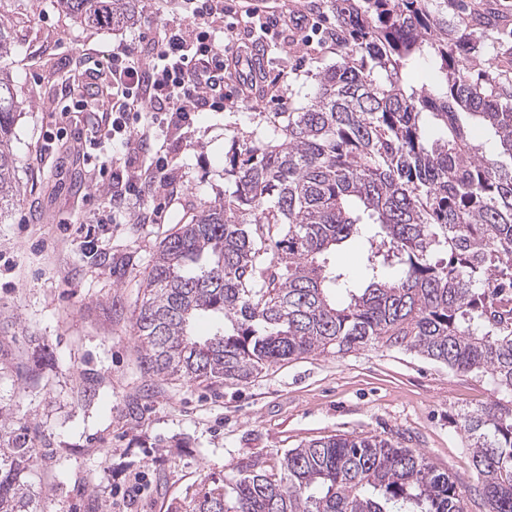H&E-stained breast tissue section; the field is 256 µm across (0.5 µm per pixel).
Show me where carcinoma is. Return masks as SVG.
Listing matches in <instances>:
<instances>
[{
  "instance_id": "obj_1",
  "label": "carcinoma",
  "mask_w": 512,
  "mask_h": 512,
  "mask_svg": "<svg viewBox=\"0 0 512 512\" xmlns=\"http://www.w3.org/2000/svg\"><path fill=\"white\" fill-rule=\"evenodd\" d=\"M111 29L134 0H60ZM341 61L310 101L273 113L274 137L231 142L232 188L159 244L135 318L144 370L221 384L311 353L402 347L487 376L497 398L458 414L489 512H512V84L470 78L478 15L448 27V0H330ZM0 26V215L18 202L19 103ZM424 63L429 88L409 73ZM489 128L487 154L469 122ZM365 235L367 285L332 260ZM213 329L198 336L194 323ZM34 448L0 435V512H35ZM226 506L212 488L192 512H465L451 477L376 436L336 435L269 468L241 463Z\"/></svg>"
}]
</instances>
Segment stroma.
Segmentation results:
<instances>
[{
	"instance_id": "35a3bbf8",
	"label": "stroma",
	"mask_w": 512,
	"mask_h": 512,
	"mask_svg": "<svg viewBox=\"0 0 512 512\" xmlns=\"http://www.w3.org/2000/svg\"><path fill=\"white\" fill-rule=\"evenodd\" d=\"M182 6L136 0L128 23L100 30L59 0H0V24L14 42L6 65L22 104L12 139L20 202L0 219V431L25 429L36 450L28 477L37 512H191L205 489L231 488L238 462L269 464L337 434L420 451L451 476L466 512H488L456 423L460 411L494 399L488 377L395 347L312 353L246 383L144 373L134 323L160 242L223 196L231 139L271 136V113L305 104L318 73L340 59L319 36L286 49L255 31L268 60L263 92L165 130L164 187L127 198L128 222L112 223L82 160L100 135L98 115L66 111L62 83L88 53L146 47ZM470 11L496 21L474 38L473 63L498 61L512 48V0H453L448 17L462 21ZM74 224L94 225L97 249L67 233ZM134 401L136 420L128 416Z\"/></svg>"
}]
</instances>
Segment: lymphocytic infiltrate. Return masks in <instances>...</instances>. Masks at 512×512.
<instances>
[{"instance_id":"f902f5d3","label":"lymphocytic infiltrate","mask_w":512,"mask_h":512,"mask_svg":"<svg viewBox=\"0 0 512 512\" xmlns=\"http://www.w3.org/2000/svg\"><path fill=\"white\" fill-rule=\"evenodd\" d=\"M223 15L224 0H193L187 15L165 27L148 55L122 45L88 58L85 81L73 91L74 107L84 110L102 94H110L104 132L124 134L127 149L120 158L96 154L93 167L110 172L116 187L125 193H145L142 155H151L156 170H168L169 156L156 146L160 126L179 127L193 113L223 110L224 72L229 63L243 66L239 84L265 82V69L243 63L239 43L218 35L215 21Z\"/></svg>"}]
</instances>
